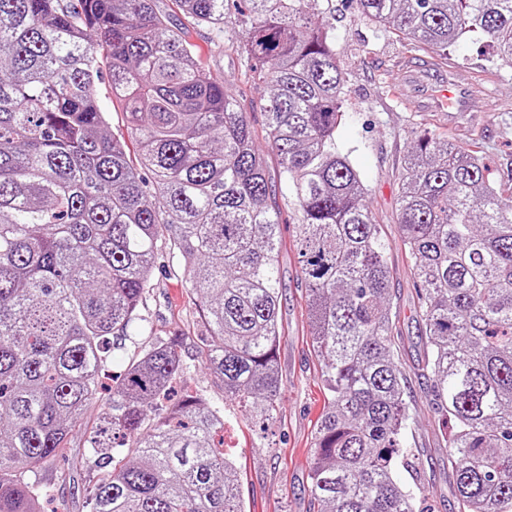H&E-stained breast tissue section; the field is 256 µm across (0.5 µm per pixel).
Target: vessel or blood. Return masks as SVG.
I'll list each match as a JSON object with an SVG mask.
<instances>
[{
    "label": "vessel or blood",
    "instance_id": "vessel-or-blood-1",
    "mask_svg": "<svg viewBox=\"0 0 512 512\" xmlns=\"http://www.w3.org/2000/svg\"><path fill=\"white\" fill-rule=\"evenodd\" d=\"M398 68L411 90L409 103L416 111L441 112L449 106L457 112L466 111L470 90L450 84L445 70L410 58L400 59Z\"/></svg>",
    "mask_w": 512,
    "mask_h": 512
}]
</instances>
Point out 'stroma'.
Returning a JSON list of instances; mask_svg holds the SVG:
<instances>
[{"instance_id": "stroma-1", "label": "stroma", "mask_w": 512, "mask_h": 512, "mask_svg": "<svg viewBox=\"0 0 512 512\" xmlns=\"http://www.w3.org/2000/svg\"><path fill=\"white\" fill-rule=\"evenodd\" d=\"M336 11L334 44L342 60L348 102L336 142L359 169L369 189L370 208L389 243L391 305L396 315L395 347L412 394V423L408 443L423 466L421 483L433 512H453L455 498L448 479L443 428L425 398L421 364L426 350L416 312L419 285L397 224L398 171L410 149V131L427 127L448 134L462 147L479 144L491 166L512 161V67L491 68L487 37L465 38L448 53V68L455 84H482L485 93L473 98L467 115L448 122L441 112H415L395 98L389 84L399 82L396 62L405 52L389 35L376 33L356 7L355 0H332ZM212 71L241 90L240 104L253 132L256 148L265 154L270 175H277L279 160L265 138L266 85L252 83L237 50L213 47L205 29L189 33ZM276 204L280 220L279 273L282 298L278 350L282 397L269 423L268 435L244 419L237 405L225 400L220 382L202 363L192 324L199 318L188 297L189 284L182 267L157 271L154 288L143 311L162 335L176 339L195 371L170 399L179 402L185 391H205L224 406V452L241 472L245 512H309L304 485L313 460L316 422L324 401L322 360L309 336L307 292L301 281L295 247L297 217L287 189H280Z\"/></svg>"}]
</instances>
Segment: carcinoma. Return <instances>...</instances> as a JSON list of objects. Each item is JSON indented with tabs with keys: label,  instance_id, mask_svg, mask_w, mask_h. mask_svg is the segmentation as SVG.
<instances>
[{
	"label": "carcinoma",
	"instance_id": "cac0c4a2",
	"mask_svg": "<svg viewBox=\"0 0 512 512\" xmlns=\"http://www.w3.org/2000/svg\"><path fill=\"white\" fill-rule=\"evenodd\" d=\"M252 61L267 139L298 217L296 247L325 399L309 512H427L394 349L389 244L336 131L345 72L324 0H172ZM378 30L448 66L486 34L512 66V0H356ZM108 83L137 149L106 129ZM238 88L158 0H0V512H42L113 339L148 336L81 435L87 512H244L240 472L206 393L141 314L160 260L182 263L200 357L250 417L281 387L278 211ZM399 173L398 224L420 285L427 393L458 512H512V169L423 128ZM403 468L414 483L402 482Z\"/></svg>",
	"mask_w": 512,
	"mask_h": 512
}]
</instances>
